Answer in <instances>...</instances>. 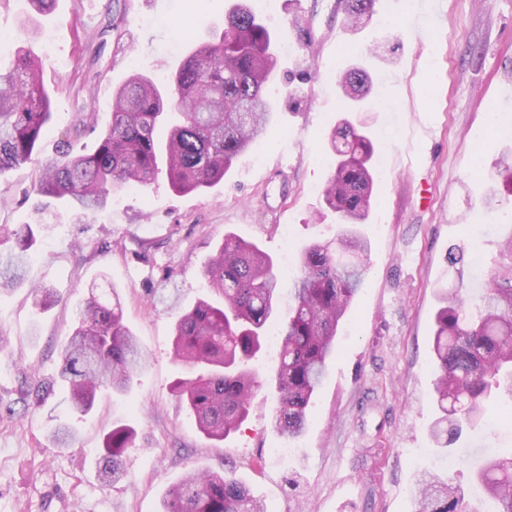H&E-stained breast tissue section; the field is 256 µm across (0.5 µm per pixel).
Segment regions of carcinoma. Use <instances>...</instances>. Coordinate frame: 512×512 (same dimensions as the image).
<instances>
[{"instance_id": "carcinoma-1", "label": "carcinoma", "mask_w": 512, "mask_h": 512, "mask_svg": "<svg viewBox=\"0 0 512 512\" xmlns=\"http://www.w3.org/2000/svg\"><path fill=\"white\" fill-rule=\"evenodd\" d=\"M375 0H345L354 27L372 19ZM273 36L245 5H237L224 32L200 44L171 77L163 92L136 70L115 92L112 121L91 154L61 155L42 164L39 192L67 205L80 217L107 210L112 192L128 185L148 188L166 172L177 193L202 191L224 178L234 159L259 137L273 118L266 85L276 58ZM341 99L353 105L368 93L363 68L343 71ZM42 64L18 51L10 67H0V174L34 159L52 117ZM330 145L335 171L323 190V209L336 215V238L313 242L299 254L301 275L292 288L288 318L277 325L280 351L272 376L279 393L276 427L296 437L307 430L310 405L326 377L336 334L365 273L368 243L356 225L371 208L374 145L346 120L334 127ZM486 204L505 191L512 195V168ZM41 224L13 230L16 249L0 254V288L24 281V269ZM501 267L490 276L478 303L462 290L443 297L435 317L433 363L436 413L432 437L445 449L471 428L484 401L505 396L512 403V239ZM206 287L223 299L217 306L200 299L176 316L174 355L188 368L173 392L193 412L206 437L225 440L249 415L260 386L251 362L262 347L280 308V288L272 258L256 243L225 235L205 264ZM146 358L124 324L115 293L91 297L79 311L59 372L75 411L86 413L97 390H123ZM127 426L112 429L99 458L101 479L121 476V457L133 442ZM476 481L495 507L512 512V449L476 471ZM416 512H480L465 500L452 478L427 473L415 487ZM162 512H268L245 483L231 473L190 474L165 496Z\"/></svg>"}]
</instances>
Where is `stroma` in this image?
<instances>
[{
	"label": "stroma",
	"instance_id": "obj_1",
	"mask_svg": "<svg viewBox=\"0 0 512 512\" xmlns=\"http://www.w3.org/2000/svg\"><path fill=\"white\" fill-rule=\"evenodd\" d=\"M233 0H56L27 41V0H0V30L44 66L54 105L35 159L0 178V252L9 232L45 207L43 234L26 283L0 292V512H160L187 473L229 471L270 512H415L422 472L455 460L470 486L487 457L512 448V432L463 434L453 455L430 437L434 417L432 331L444 291L479 293L512 237V196L494 209L483 198L502 160L512 159V0H375L371 22L351 27L344 0H249L288 41L267 85L274 123L207 190L175 193L166 174L147 189L126 186L92 219L48 202L35 188L42 163L62 143L95 150L112 120V94L132 71L169 88L195 43L224 29ZM302 16L294 25V16ZM366 69L371 89L344 113L339 72ZM349 118L375 143L388 171L377 177L367 273L336 337L326 379L296 439L276 427L267 379L276 350L256 366L265 383L230 439L202 435L173 385L186 370L173 356L176 312L205 293L201 270L225 234L254 241L274 260L281 288L299 274L302 248L335 237L320 199L336 165L327 137ZM428 186L430 204L420 202ZM463 246V264L448 249ZM110 282L147 360L127 392L98 391L76 413L58 378L75 311ZM56 290L39 311L31 286ZM76 439L59 447L60 423ZM133 428L124 476L104 483L96 458L113 427ZM288 454L275 459L270 449Z\"/></svg>",
	"mask_w": 512,
	"mask_h": 512
}]
</instances>
